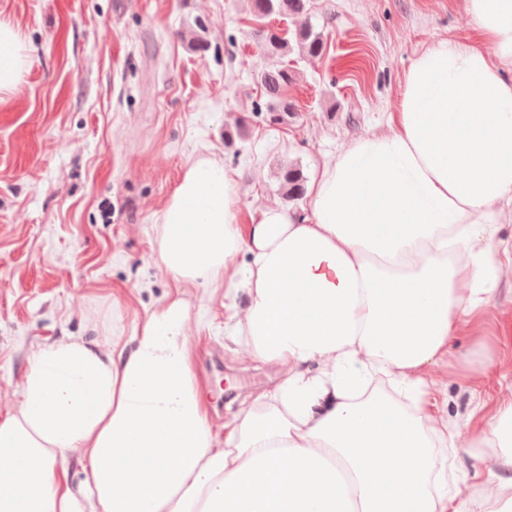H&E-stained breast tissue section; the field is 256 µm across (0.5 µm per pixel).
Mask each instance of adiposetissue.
Masks as SVG:
<instances>
[{"mask_svg": "<svg viewBox=\"0 0 512 512\" xmlns=\"http://www.w3.org/2000/svg\"><path fill=\"white\" fill-rule=\"evenodd\" d=\"M464 9L476 38L416 54L386 129L324 164L305 213L239 224L216 157L171 192L159 261L175 282L224 284L252 356L284 369L266 401L214 438L176 296L133 325L131 348L43 344L0 417V512H512V402L468 435L475 503L448 486L459 428L423 411L422 374L489 307L512 221V0ZM25 65L0 21V93ZM71 449L88 465L76 486Z\"/></svg>", "mask_w": 512, "mask_h": 512, "instance_id": "ef3b65f1", "label": "adipose tissue"}]
</instances>
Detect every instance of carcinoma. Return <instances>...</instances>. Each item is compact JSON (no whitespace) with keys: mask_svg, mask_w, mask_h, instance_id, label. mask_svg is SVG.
I'll list each match as a JSON object with an SVG mask.
<instances>
[{"mask_svg":"<svg viewBox=\"0 0 512 512\" xmlns=\"http://www.w3.org/2000/svg\"><path fill=\"white\" fill-rule=\"evenodd\" d=\"M252 16L264 22L273 16H295L306 19L299 27L281 34L280 30L266 26L255 32L260 46L271 56L286 55L297 51L301 56L318 57L326 50L323 31L311 22L313 0H251ZM264 102L257 104L256 111L266 112L272 123L284 124L294 117L296 103L288 97V87L294 83V75L288 68L276 66L264 70L260 76ZM280 190L285 198L295 201L305 193L306 177L300 166L293 163L280 165L278 171Z\"/></svg>","mask_w":512,"mask_h":512,"instance_id":"cac0c4a2","label":"carcinoma"}]
</instances>
